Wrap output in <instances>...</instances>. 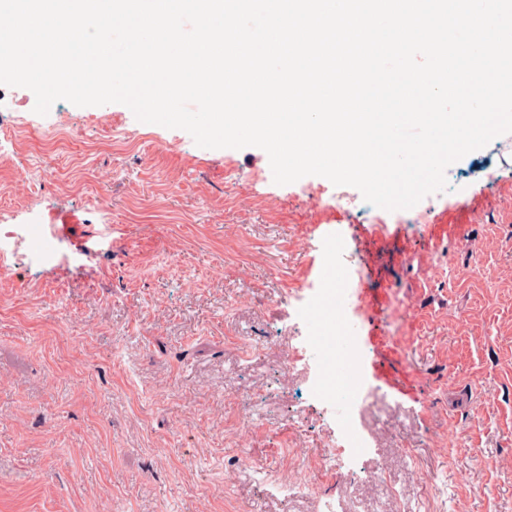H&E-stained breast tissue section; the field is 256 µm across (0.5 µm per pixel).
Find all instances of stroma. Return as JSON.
<instances>
[{"mask_svg":"<svg viewBox=\"0 0 512 512\" xmlns=\"http://www.w3.org/2000/svg\"><path fill=\"white\" fill-rule=\"evenodd\" d=\"M34 105L0 85V212L40 185L34 237L75 259L0 261V512H512V135L413 208L366 211L321 176L275 184L257 147ZM345 274L383 299L356 337L372 446L286 498L336 442L313 371L286 368L310 334L296 290Z\"/></svg>","mask_w":512,"mask_h":512,"instance_id":"obj_1","label":"stroma"}]
</instances>
